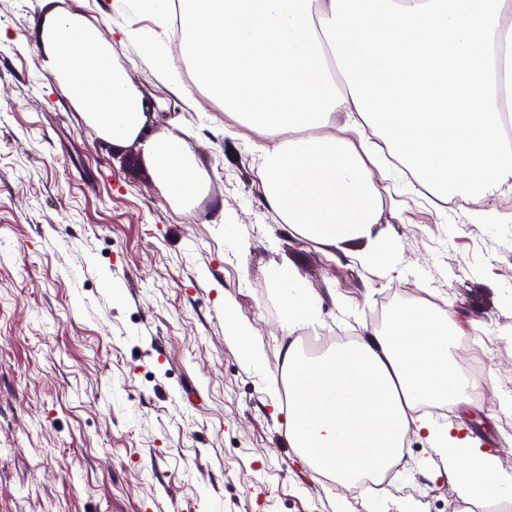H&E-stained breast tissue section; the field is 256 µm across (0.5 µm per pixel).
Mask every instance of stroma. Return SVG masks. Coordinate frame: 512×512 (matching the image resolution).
<instances>
[{
  "label": "stroma",
  "mask_w": 512,
  "mask_h": 512,
  "mask_svg": "<svg viewBox=\"0 0 512 512\" xmlns=\"http://www.w3.org/2000/svg\"><path fill=\"white\" fill-rule=\"evenodd\" d=\"M98 27L149 105L148 134L187 139L208 180L191 209L153 181L142 142L104 143L43 68L48 9ZM0 512H358L289 448L280 374V299L269 279L293 264L322 303V328L363 339L380 298L432 296L458 328L449 354L512 383V197L475 224L465 206L423 196L389 160L377 234L390 268L361 264L367 240L322 252L264 198L260 134L184 77L161 81L126 31L159 26L121 0H0ZM232 307L265 352L257 370L224 331ZM478 333L488 347L472 348ZM444 423L483 437L512 472V412L469 396ZM381 512H449L440 457L408 434Z\"/></svg>",
  "instance_id": "1"
}]
</instances>
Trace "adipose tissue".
Returning a JSON list of instances; mask_svg holds the SVG:
<instances>
[{
	"instance_id": "1",
	"label": "adipose tissue",
	"mask_w": 512,
	"mask_h": 512,
	"mask_svg": "<svg viewBox=\"0 0 512 512\" xmlns=\"http://www.w3.org/2000/svg\"><path fill=\"white\" fill-rule=\"evenodd\" d=\"M181 6L180 49L196 82L266 138L257 173L268 205L324 251L374 239L381 192L366 139L352 141L336 115L355 112L438 199L480 202L512 194V0H136L165 21ZM46 72L87 125L113 146L142 141L166 197L188 209L207 192L178 133L151 137L143 99L100 30L77 13H48L40 28ZM340 59L346 87L329 66ZM279 348L288 378L287 441L316 473L356 482L403 457L425 434L448 461L466 501L512 493V473L469 436L418 413L420 404L465 398L471 385L448 355L450 317L426 306L393 311L386 331L325 353L293 336L318 324L321 301L290 264L274 269Z\"/></svg>"
}]
</instances>
